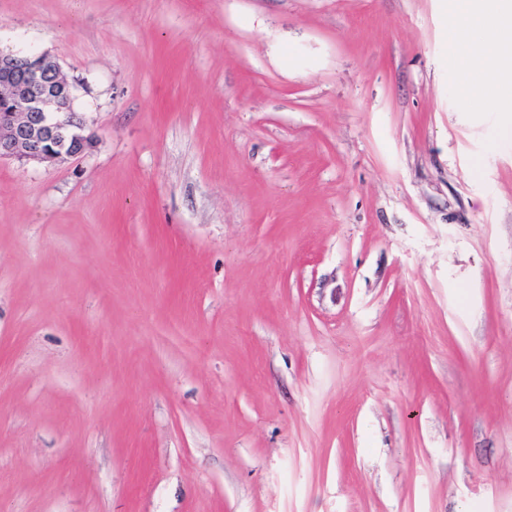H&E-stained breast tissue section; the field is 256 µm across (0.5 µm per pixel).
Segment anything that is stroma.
Listing matches in <instances>:
<instances>
[{
  "label": "stroma",
  "instance_id": "stroma-1",
  "mask_svg": "<svg viewBox=\"0 0 512 512\" xmlns=\"http://www.w3.org/2000/svg\"><path fill=\"white\" fill-rule=\"evenodd\" d=\"M97 143L0 160V512H512V135L442 0H0Z\"/></svg>",
  "mask_w": 512,
  "mask_h": 512
}]
</instances>
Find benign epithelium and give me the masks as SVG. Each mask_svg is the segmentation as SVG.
<instances>
[{
  "label": "benign epithelium",
  "instance_id": "1",
  "mask_svg": "<svg viewBox=\"0 0 512 512\" xmlns=\"http://www.w3.org/2000/svg\"><path fill=\"white\" fill-rule=\"evenodd\" d=\"M95 144L74 109V85L46 54H0V159L78 157Z\"/></svg>",
  "mask_w": 512,
  "mask_h": 512
}]
</instances>
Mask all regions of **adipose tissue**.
<instances>
[{
	"instance_id": "ef3b65f1",
	"label": "adipose tissue",
	"mask_w": 512,
	"mask_h": 512,
	"mask_svg": "<svg viewBox=\"0 0 512 512\" xmlns=\"http://www.w3.org/2000/svg\"><path fill=\"white\" fill-rule=\"evenodd\" d=\"M451 57L465 75L463 104L499 101L504 84L512 82V0H453L445 18Z\"/></svg>"
}]
</instances>
